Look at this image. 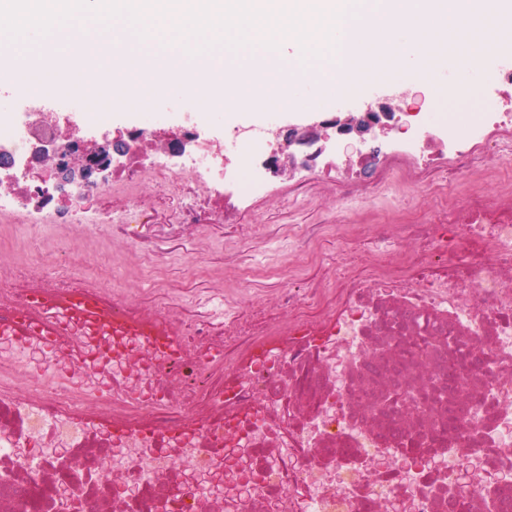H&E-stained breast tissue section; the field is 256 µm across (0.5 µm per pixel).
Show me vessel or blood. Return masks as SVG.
Returning <instances> with one entry per match:
<instances>
[{
  "label": "vessel or blood",
  "instance_id": "1",
  "mask_svg": "<svg viewBox=\"0 0 512 512\" xmlns=\"http://www.w3.org/2000/svg\"><path fill=\"white\" fill-rule=\"evenodd\" d=\"M291 336L271 335L248 346L225 382L244 376ZM0 346L22 385L0 390V431L20 410L46 408L101 430L105 445L140 437L179 461L183 439L196 436L199 456L219 451L224 438V395L215 393L205 415L183 413L177 364L223 369L224 349L190 351L179 320L151 308L112 302L96 289L40 287L0 305ZM73 391V402L50 401L45 383Z\"/></svg>",
  "mask_w": 512,
  "mask_h": 512
}]
</instances>
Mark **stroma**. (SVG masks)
Wrapping results in <instances>:
<instances>
[{"label": "stroma", "mask_w": 512, "mask_h": 512, "mask_svg": "<svg viewBox=\"0 0 512 512\" xmlns=\"http://www.w3.org/2000/svg\"><path fill=\"white\" fill-rule=\"evenodd\" d=\"M463 97L440 105L412 89H399L405 111L428 116L437 111H487L489 103L512 109V95L494 78L481 75L464 84ZM115 126L136 113L194 111L193 99L178 88L151 97L117 98ZM374 155L355 165L345 195L344 182L321 166L272 177L267 190L242 197L225 188L223 201L190 179L142 170L116 179L111 193L90 198L101 215L134 208L139 221L114 224H42L21 218L0 220V265L31 270L50 266L52 274L91 283L113 301L148 306L180 318L186 329L214 326V305L224 320H236L239 335L224 338L225 368H233L246 344L286 331L289 325L322 320L336 311L338 252L361 259L380 224H413L447 213L473 193L494 198L512 187V160L490 151L474 162L440 158L421 168L409 155L393 151L387 139ZM314 288L313 297L288 304L290 282Z\"/></svg>", "instance_id": "1"}]
</instances>
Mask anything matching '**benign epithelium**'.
<instances>
[{"label":"benign epithelium","mask_w":512,"mask_h":512,"mask_svg":"<svg viewBox=\"0 0 512 512\" xmlns=\"http://www.w3.org/2000/svg\"><path fill=\"white\" fill-rule=\"evenodd\" d=\"M400 111L402 108L396 98L382 97L367 103L359 112L340 114L331 121H315L290 128L286 134L274 129L270 131V135L280 144V150L271 161L270 169L275 174H282L307 165L315 161L331 142L348 157L359 155L366 143L385 137L398 128L396 123L382 121L379 113L386 112L393 120ZM125 151L124 135L114 136L104 132L91 141L78 140L67 161L61 163L57 143L48 140L41 149L44 164L47 166L46 187L54 191L70 182L104 183L112 172L114 156H120Z\"/></svg>","instance_id":"obj_1"}]
</instances>
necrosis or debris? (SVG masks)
Segmentation results:
<instances>
[{"label":"necrosis or debris","mask_w":512,"mask_h":512,"mask_svg":"<svg viewBox=\"0 0 512 512\" xmlns=\"http://www.w3.org/2000/svg\"><path fill=\"white\" fill-rule=\"evenodd\" d=\"M28 109L0 110V218L26 223L97 224L85 205L96 184L45 194L42 140L65 146L83 128L107 130V110L70 105L55 112L45 96H26ZM130 130L126 154L137 158L142 133L168 131L182 170L216 198L232 175L242 194L262 191L271 158L269 136L279 113H261L249 128L224 125L201 136L198 115L171 125L165 112H144ZM450 118L434 112L409 131L399 148L440 143L449 154L483 142L490 129L512 127V113L490 108L482 124L458 137ZM366 272L343 268L335 315L319 336L253 369L225 403L256 406L260 417L240 431L225 430L224 452L168 465L142 442L113 447L114 465L80 469L61 462L86 427L49 424L46 413H21L13 434L0 435V496L34 502L57 498L71 483L74 501L101 512L123 488L140 494L139 512H191L198 495L192 476L219 472L210 497L214 512H512V193L485 200L470 195L445 216L402 228L379 226ZM456 420H449V408ZM164 474L177 475L175 492L150 496Z\"/></svg>","instance_id":"necrosis-or-debris-1"}]
</instances>
